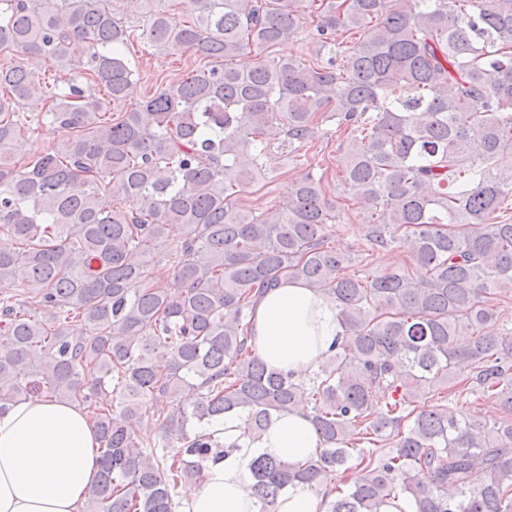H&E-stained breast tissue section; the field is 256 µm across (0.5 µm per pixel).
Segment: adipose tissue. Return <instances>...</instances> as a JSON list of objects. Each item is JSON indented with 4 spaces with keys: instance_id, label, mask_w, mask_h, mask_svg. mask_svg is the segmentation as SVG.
I'll list each match as a JSON object with an SVG mask.
<instances>
[{
    "instance_id": "obj_1",
    "label": "adipose tissue",
    "mask_w": 512,
    "mask_h": 512,
    "mask_svg": "<svg viewBox=\"0 0 512 512\" xmlns=\"http://www.w3.org/2000/svg\"><path fill=\"white\" fill-rule=\"evenodd\" d=\"M252 344L268 368L306 380L341 343L335 304L305 281L267 289L252 317ZM236 410L204 430L224 443V456L206 462L203 477L186 488L179 512H259L247 485L250 459L265 453L294 462L319 446L300 411L274 416L259 439L247 436ZM98 432L77 404L50 398L18 399L0 415V512H83L100 472Z\"/></svg>"
}]
</instances>
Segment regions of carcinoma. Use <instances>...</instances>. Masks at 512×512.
<instances>
[{
	"instance_id": "1",
	"label": "carcinoma",
	"mask_w": 512,
	"mask_h": 512,
	"mask_svg": "<svg viewBox=\"0 0 512 512\" xmlns=\"http://www.w3.org/2000/svg\"><path fill=\"white\" fill-rule=\"evenodd\" d=\"M118 1L141 14L140 34ZM184 5L189 21L168 0H0V53L71 72L55 92L0 68V413L41 394L89 414L101 471L84 512H175L179 487L224 454L200 428L236 409L252 436L302 410L322 443L303 462L251 460L260 512L296 482L329 512H379L400 495L415 512H512V329L481 332L500 315L491 299L512 291V223L499 220L512 169L497 168L512 153V0ZM314 5L326 61L268 55ZM349 31L359 37L342 50ZM135 36L208 66L109 113L133 82ZM23 109L63 132L54 150L26 149ZM328 110L347 134L339 167L366 207L370 250L392 252L410 232L425 277L343 275L350 256L326 245L331 209L310 173L280 207L238 204L266 150L303 146ZM175 230L161 286L152 255ZM293 278L336 302L345 336L308 384L249 344L255 302ZM465 363L458 394L482 391L511 418L489 427L456 401L425 405ZM182 392L189 409L174 404ZM144 416L186 457L148 448Z\"/></svg>"
}]
</instances>
